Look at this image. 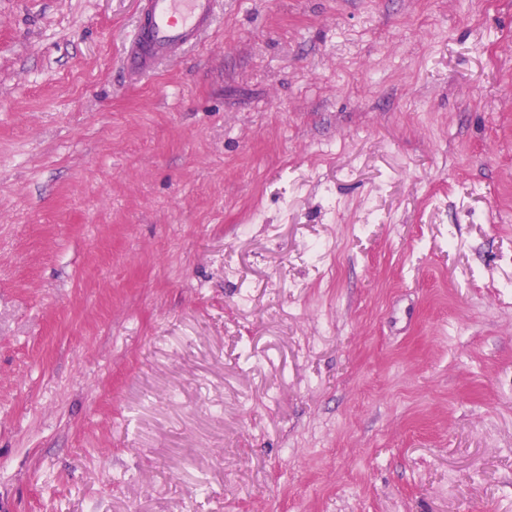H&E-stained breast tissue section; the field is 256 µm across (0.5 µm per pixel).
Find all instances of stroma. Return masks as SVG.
<instances>
[{"label":"stroma","instance_id":"35a3bbf8","mask_svg":"<svg viewBox=\"0 0 512 512\" xmlns=\"http://www.w3.org/2000/svg\"><path fill=\"white\" fill-rule=\"evenodd\" d=\"M0 0V512H512V0ZM140 24L133 34L127 65L149 74L179 59L215 25L223 0H142Z\"/></svg>","mask_w":512,"mask_h":512}]
</instances>
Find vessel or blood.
I'll return each mask as SVG.
<instances>
[{
	"label": "vessel or blood",
	"mask_w": 512,
	"mask_h": 512,
	"mask_svg": "<svg viewBox=\"0 0 512 512\" xmlns=\"http://www.w3.org/2000/svg\"><path fill=\"white\" fill-rule=\"evenodd\" d=\"M140 24L133 34L127 65L148 74L172 63L215 25L224 0H143Z\"/></svg>",
	"instance_id": "b4317fda"
}]
</instances>
